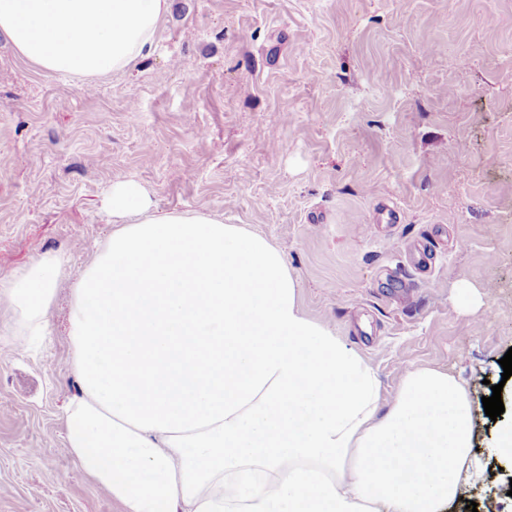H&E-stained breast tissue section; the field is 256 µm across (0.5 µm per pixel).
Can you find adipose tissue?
Instances as JSON below:
<instances>
[{
    "instance_id": "obj_1",
    "label": "adipose tissue",
    "mask_w": 512,
    "mask_h": 512,
    "mask_svg": "<svg viewBox=\"0 0 512 512\" xmlns=\"http://www.w3.org/2000/svg\"><path fill=\"white\" fill-rule=\"evenodd\" d=\"M172 0H0V38L45 75L95 78L148 51ZM70 287L80 392L64 451L121 512H441L471 460L473 405L447 373L375 369L301 309L265 238L159 213L135 182ZM62 260L22 271L9 313L48 323Z\"/></svg>"
}]
</instances>
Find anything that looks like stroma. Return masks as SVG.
I'll list each match as a JSON object with an SVG mask.
<instances>
[{
    "label": "stroma",
    "instance_id": "35a3bbf8",
    "mask_svg": "<svg viewBox=\"0 0 512 512\" xmlns=\"http://www.w3.org/2000/svg\"><path fill=\"white\" fill-rule=\"evenodd\" d=\"M123 181L282 249L383 402L406 370L453 376L487 465L500 424L481 399L502 385L512 413V0H173L152 53L94 80L0 42V286L64 260L37 335L0 320V512H118L61 435L69 285Z\"/></svg>",
    "mask_w": 512,
    "mask_h": 512
}]
</instances>
